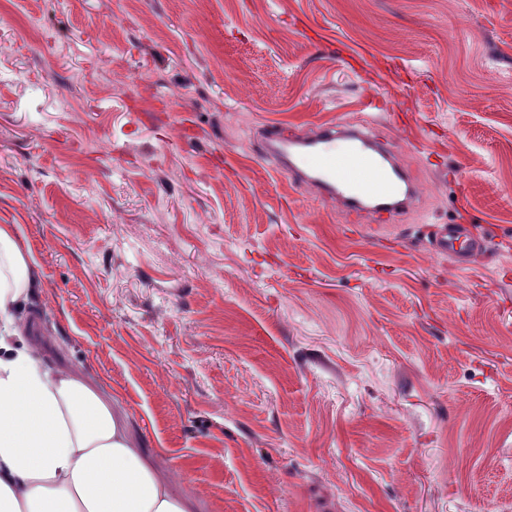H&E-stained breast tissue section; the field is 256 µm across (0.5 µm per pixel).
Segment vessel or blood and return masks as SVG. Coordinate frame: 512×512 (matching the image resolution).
Instances as JSON below:
<instances>
[{
	"label": "vessel or blood",
	"instance_id": "vessel-or-blood-1",
	"mask_svg": "<svg viewBox=\"0 0 512 512\" xmlns=\"http://www.w3.org/2000/svg\"><path fill=\"white\" fill-rule=\"evenodd\" d=\"M261 150L277 172L338 201L344 215L395 217L409 209L419 188L396 157L371 133L370 124L325 123L309 134L266 126ZM428 248L459 261L483 250L485 240L461 224H433Z\"/></svg>",
	"mask_w": 512,
	"mask_h": 512
}]
</instances>
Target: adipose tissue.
<instances>
[{"instance_id":"obj_1","label":"adipose tissue","mask_w":512,"mask_h":512,"mask_svg":"<svg viewBox=\"0 0 512 512\" xmlns=\"http://www.w3.org/2000/svg\"><path fill=\"white\" fill-rule=\"evenodd\" d=\"M37 286L33 254L0 225V512H195L111 396L22 336Z\"/></svg>"}]
</instances>
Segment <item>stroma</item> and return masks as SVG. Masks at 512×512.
<instances>
[{
    "mask_svg": "<svg viewBox=\"0 0 512 512\" xmlns=\"http://www.w3.org/2000/svg\"><path fill=\"white\" fill-rule=\"evenodd\" d=\"M341 120L424 184L398 219L258 155ZM1 224L199 512H512V0H0ZM429 250L439 256H453L460 264L485 247V240L461 224H432L427 233Z\"/></svg>",
    "mask_w": 512,
    "mask_h": 512,
    "instance_id": "35a3bbf8",
    "label": "stroma"
}]
</instances>
